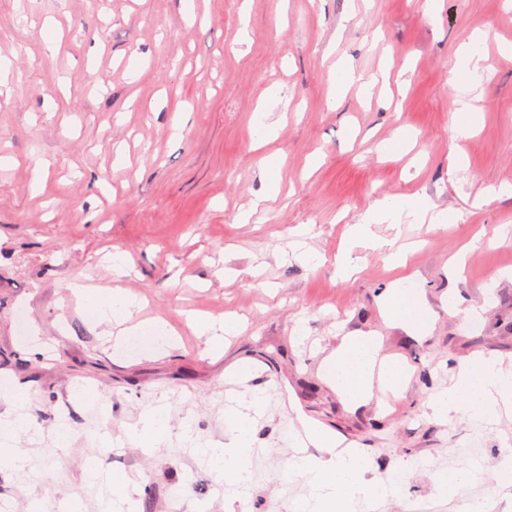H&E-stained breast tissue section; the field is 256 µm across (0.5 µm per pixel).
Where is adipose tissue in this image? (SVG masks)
<instances>
[{"mask_svg": "<svg viewBox=\"0 0 512 512\" xmlns=\"http://www.w3.org/2000/svg\"><path fill=\"white\" fill-rule=\"evenodd\" d=\"M406 219L443 228L456 223L459 215L452 210H434L420 195L386 198L377 201L360 223L352 225L351 238L357 245L380 246L373 225L386 224L396 229ZM70 291L101 323L129 320L136 304L133 296L120 288L99 290L75 284ZM380 305L387 323L411 333L423 335L432 326L433 319L413 278H402L391 284L381 295ZM380 349L378 337L352 335L343 337L324 358V377L349 404L359 406L372 399L373 385L377 383L373 375L377 372L382 375L378 383L383 388L397 392L405 387L409 379L407 367L396 361H380ZM241 404L242 411L230 419L233 431L230 443L207 451L212 466L223 471L225 480L236 486L246 485L251 479L250 413L261 407L262 399L252 394L243 398ZM511 404L512 370L504 368L494 356L477 354L466 362L452 385L432 396L428 408L438 420L452 419L458 413L484 420L494 418L500 407ZM300 423L302 442L326 452L328 458L322 461L304 457L297 461L298 470L308 477L311 492L295 500L294 512H352L357 498L377 501L387 495L388 489L382 482L367 479L369 464L359 450L341 448L335 434L308 418H301Z\"/></svg>", "mask_w": 512, "mask_h": 512, "instance_id": "obj_1", "label": "adipose tissue"}]
</instances>
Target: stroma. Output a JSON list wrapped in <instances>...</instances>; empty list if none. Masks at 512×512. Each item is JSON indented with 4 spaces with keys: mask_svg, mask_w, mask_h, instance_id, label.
Listing matches in <instances>:
<instances>
[{
    "mask_svg": "<svg viewBox=\"0 0 512 512\" xmlns=\"http://www.w3.org/2000/svg\"><path fill=\"white\" fill-rule=\"evenodd\" d=\"M482 35L479 77L458 90L459 46ZM512 0H0V380L26 389L27 466H0V502L28 512H100L119 475L137 492L116 512H225L230 492L204 448L232 437L225 416L251 390L249 512H290L305 491L294 469L293 401L344 447L368 458V478L399 476L375 512L433 499L437 512L484 493L482 477L512 458V408L492 422L429 418V397L473 355L512 370V197L475 206L512 183ZM375 77L332 85L337 67ZM481 120L455 139L454 102ZM413 139L383 151L400 130ZM275 200H266L270 186ZM421 195L460 212L447 228L378 224L377 237L414 244L404 270L351 244L349 228L383 197ZM250 220H243L244 211ZM311 225L308 264L293 232ZM130 262L115 278L113 252ZM349 252L358 271L336 273ZM465 252L449 288V259ZM261 267L258 278L247 267ZM417 279L434 319L416 336L384 324L378 298ZM126 288L133 323L164 322L181 341L168 356L109 341L69 287ZM483 307L480 320L468 308ZM237 318V335H196L193 316ZM303 324L306 337L293 329ZM374 333L411 370L392 403L352 408L319 372L343 336ZM41 336V355L28 352ZM251 363L253 377L233 375ZM169 415L154 448L132 438L144 412ZM67 447L56 448L59 426ZM482 452L469 459L467 444ZM479 482L438 497L449 467Z\"/></svg>",
    "mask_w": 512,
    "mask_h": 512,
    "instance_id": "35a3bbf8",
    "label": "stroma"
}]
</instances>
